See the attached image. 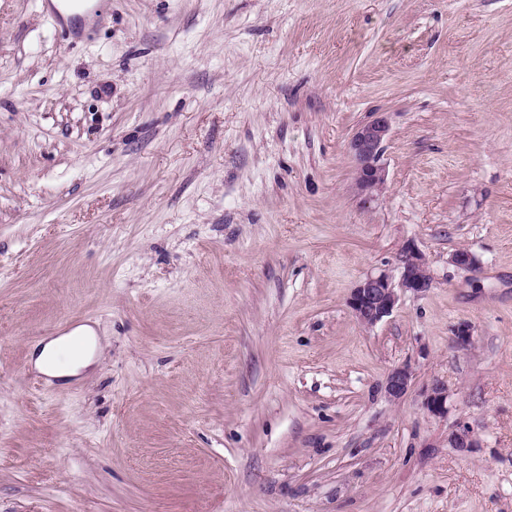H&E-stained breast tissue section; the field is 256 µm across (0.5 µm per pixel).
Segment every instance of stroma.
Wrapping results in <instances>:
<instances>
[{
  "instance_id": "stroma-1",
  "label": "stroma",
  "mask_w": 512,
  "mask_h": 512,
  "mask_svg": "<svg viewBox=\"0 0 512 512\" xmlns=\"http://www.w3.org/2000/svg\"><path fill=\"white\" fill-rule=\"evenodd\" d=\"M64 30L0 0V512H512V0H103ZM408 243L432 288L361 327L351 289ZM80 327L91 366L35 383ZM388 114L373 112L369 120L356 127L348 141L355 169V189L363 208L376 203L385 189L387 172L381 159L391 136ZM413 372L408 365L392 369L383 383V391L390 401H398L411 386ZM424 407L434 416L447 414L448 386L442 382L434 383L425 394Z\"/></svg>"
}]
</instances>
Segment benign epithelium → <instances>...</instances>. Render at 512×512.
<instances>
[{"label":"benign epithelium","mask_w":512,"mask_h":512,"mask_svg":"<svg viewBox=\"0 0 512 512\" xmlns=\"http://www.w3.org/2000/svg\"><path fill=\"white\" fill-rule=\"evenodd\" d=\"M391 136L388 113L375 112L369 120L356 127L348 141V151L354 163L355 189L364 208L377 202L386 185L387 172L381 162L386 141ZM450 262L463 269L478 266L475 255L459 249L451 254ZM399 278L388 270L366 274L351 290L347 305L354 319L369 329L389 316L400 293L421 294L433 286V276L424 254L413 245L403 246L396 257ZM413 372L407 365L392 369L383 383L385 396L391 401L401 399L411 386ZM425 409L434 416L448 413V385L437 382L426 392ZM456 448H472L476 440L468 427L462 425L448 435Z\"/></svg>","instance_id":"1"}]
</instances>
